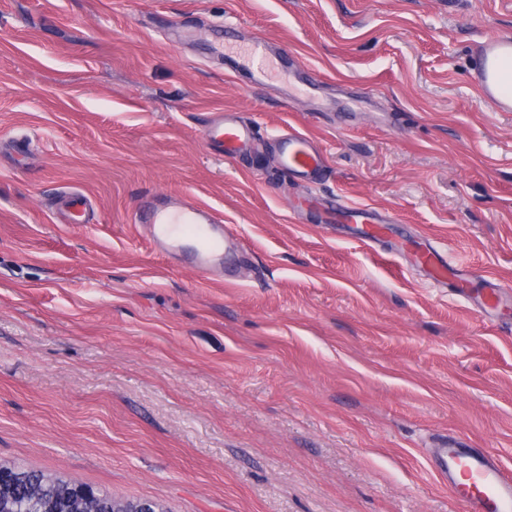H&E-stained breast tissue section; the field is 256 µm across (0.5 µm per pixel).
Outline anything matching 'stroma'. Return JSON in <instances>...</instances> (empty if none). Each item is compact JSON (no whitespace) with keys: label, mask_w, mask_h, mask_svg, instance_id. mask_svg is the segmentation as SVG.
<instances>
[{"label":"stroma","mask_w":512,"mask_h":512,"mask_svg":"<svg viewBox=\"0 0 512 512\" xmlns=\"http://www.w3.org/2000/svg\"><path fill=\"white\" fill-rule=\"evenodd\" d=\"M501 30L512 0H0V465L167 512H461L429 448L512 467V112L470 82ZM226 34L270 45L268 85ZM217 112L257 150H208ZM291 126L321 180L278 168ZM145 196L231 227L228 283L153 245ZM330 210L337 223L362 224L359 239L363 242L380 239L385 233V224L387 223L381 220L370 208L348 206L335 200L331 204ZM414 263L425 270L436 283H443L448 279V275H454V266L432 246L416 253Z\"/></svg>","instance_id":"35a3bbf8"}]
</instances>
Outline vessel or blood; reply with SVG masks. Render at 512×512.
Segmentation results:
<instances>
[{"label": "vessel or blood", "mask_w": 512, "mask_h": 512, "mask_svg": "<svg viewBox=\"0 0 512 512\" xmlns=\"http://www.w3.org/2000/svg\"><path fill=\"white\" fill-rule=\"evenodd\" d=\"M221 49L238 54L252 68L257 81L272 74L265 42L240 46L224 41ZM512 54V33H499L478 43L473 52L471 80L479 93L496 110L512 112V91L503 89L495 79V65L501 54ZM204 140L210 149L228 158L245 152L254 141V133L237 116H219L205 130ZM281 169L309 180H316L326 168L323 152L313 140L295 129L284 130L278 137ZM331 214L336 222L359 225V238L372 242L383 237L386 227L370 208L333 202ZM137 221L149 225L154 244L174 248L184 238L195 242L189 261L199 274L220 281L224 278V254L228 250L230 229L224 227L209 207L189 202H175L160 208L146 201L137 209ZM415 264L436 283L445 282L454 268L437 250L429 248L414 256ZM431 460L439 481L460 502L463 512H512V471L494 456L469 447L460 437L449 438L432 449Z\"/></svg>", "instance_id": "b4317fda"}]
</instances>
